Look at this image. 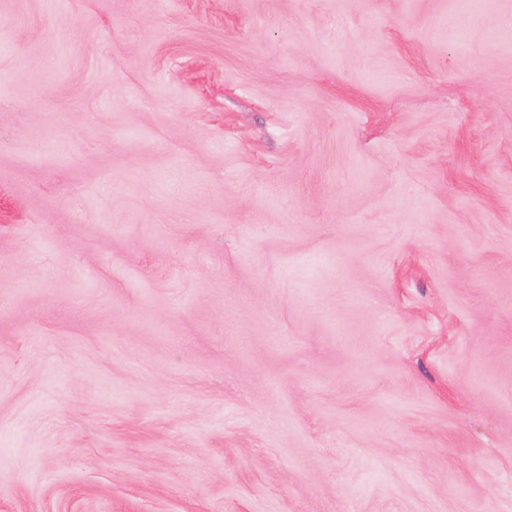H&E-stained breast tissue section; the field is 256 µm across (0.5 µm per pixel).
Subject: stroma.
<instances>
[{
	"mask_svg": "<svg viewBox=\"0 0 512 512\" xmlns=\"http://www.w3.org/2000/svg\"><path fill=\"white\" fill-rule=\"evenodd\" d=\"M0 512H512V0H0Z\"/></svg>",
	"mask_w": 512,
	"mask_h": 512,
	"instance_id": "1",
	"label": "stroma"
}]
</instances>
